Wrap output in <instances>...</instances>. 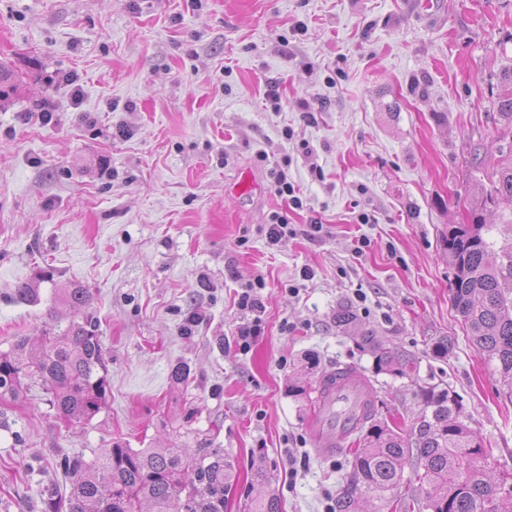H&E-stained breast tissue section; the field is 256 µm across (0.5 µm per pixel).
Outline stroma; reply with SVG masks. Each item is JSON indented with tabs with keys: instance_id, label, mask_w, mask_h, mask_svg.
Wrapping results in <instances>:
<instances>
[{
	"instance_id": "stroma-1",
	"label": "stroma",
	"mask_w": 512,
	"mask_h": 512,
	"mask_svg": "<svg viewBox=\"0 0 512 512\" xmlns=\"http://www.w3.org/2000/svg\"><path fill=\"white\" fill-rule=\"evenodd\" d=\"M508 55L512 0H0V62L29 78L0 104V352L67 325L62 294L80 285L110 382L88 422L60 419L37 385L0 398V512L68 495L61 457L176 442L233 454L226 512L260 466L285 512H325L352 456L318 457L307 420L338 364L407 437L426 392L450 390L512 474V381L465 336L445 248L496 157ZM280 164L302 208L275 193ZM245 170L260 188L240 196ZM276 213L290 232L273 245ZM24 283L37 302L14 301ZM246 289L260 311L241 306ZM343 308L353 324H337ZM366 329L417 372L376 373Z\"/></svg>"
}]
</instances>
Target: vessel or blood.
Returning <instances> with one entry per match:
<instances>
[{
  "instance_id": "vessel-or-blood-1",
  "label": "vessel or blood",
  "mask_w": 512,
  "mask_h": 512,
  "mask_svg": "<svg viewBox=\"0 0 512 512\" xmlns=\"http://www.w3.org/2000/svg\"><path fill=\"white\" fill-rule=\"evenodd\" d=\"M315 393L317 410L308 429L316 452L321 457L338 455L346 440L375 412L374 390L356 367L341 365L319 378Z\"/></svg>"
}]
</instances>
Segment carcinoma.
Returning <instances> with one entry per match:
<instances>
[{"mask_svg":"<svg viewBox=\"0 0 512 512\" xmlns=\"http://www.w3.org/2000/svg\"><path fill=\"white\" fill-rule=\"evenodd\" d=\"M25 76L0 65V102L15 94ZM502 123L503 144L488 184L465 206L466 223L448 228L446 249L453 266L450 300L463 331L478 351L498 361L501 374L512 380V247L495 255L486 215L505 203L512 207V57L498 76L491 102ZM72 310L66 328L44 329L38 348L20 336L13 348L0 352V397L18 395L24 379L41 382L49 403L65 418L90 421L107 402L104 350L95 323L87 313L89 291L66 289ZM360 343L374 359L377 372L406 377L416 359L383 343L370 331ZM407 442L387 422L371 415L358 431L351 470L334 505L335 512H512V486L490 469V449L462 420L459 402L449 390L432 395ZM58 465L73 477L69 495L48 503L58 512H224L225 487L234 463L222 448L194 452L183 445L170 448H104L94 460L64 458ZM411 477L404 478V466ZM270 473L258 468L250 484L258 495L247 496L246 512H282L271 488ZM413 485L411 499L399 489Z\"/></svg>","mask_w":512,"mask_h":512,"instance_id":"cac0c4a2","label":"carcinoma"}]
</instances>
